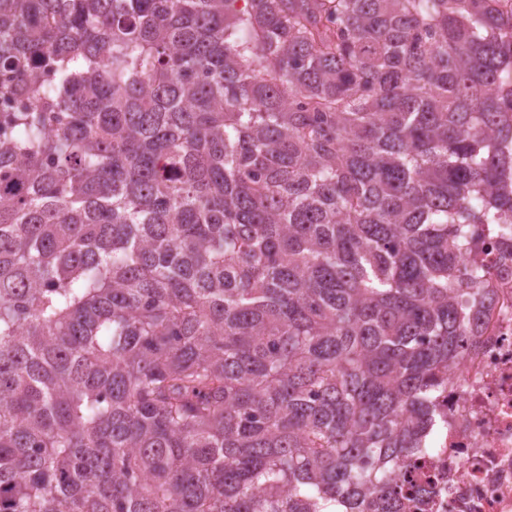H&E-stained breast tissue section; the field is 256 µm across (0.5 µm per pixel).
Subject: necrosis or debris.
I'll return each mask as SVG.
<instances>
[{
	"instance_id": "necrosis-or-debris-1",
	"label": "necrosis or debris",
	"mask_w": 512,
	"mask_h": 512,
	"mask_svg": "<svg viewBox=\"0 0 512 512\" xmlns=\"http://www.w3.org/2000/svg\"><path fill=\"white\" fill-rule=\"evenodd\" d=\"M475 336L448 379L422 512H512V274L494 275Z\"/></svg>"
}]
</instances>
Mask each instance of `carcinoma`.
Instances as JSON below:
<instances>
[{
  "label": "carcinoma",
  "mask_w": 512,
  "mask_h": 512,
  "mask_svg": "<svg viewBox=\"0 0 512 512\" xmlns=\"http://www.w3.org/2000/svg\"><path fill=\"white\" fill-rule=\"evenodd\" d=\"M501 0H0V512H407L512 250Z\"/></svg>",
  "instance_id": "obj_1"
}]
</instances>
